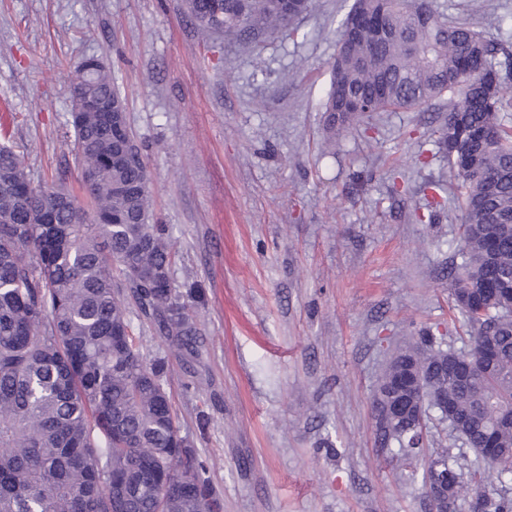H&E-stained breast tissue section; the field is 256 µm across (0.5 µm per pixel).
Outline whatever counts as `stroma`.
<instances>
[{
    "label": "stroma",
    "mask_w": 512,
    "mask_h": 512,
    "mask_svg": "<svg viewBox=\"0 0 512 512\" xmlns=\"http://www.w3.org/2000/svg\"><path fill=\"white\" fill-rule=\"evenodd\" d=\"M353 0H311L294 34L254 54L201 38L184 0H0V140L33 184L81 195L70 126L76 68L110 66L168 230L178 290L201 283L196 353L129 309L223 512H428L425 485L376 442L371 393L394 345L421 329L469 345L448 268L454 204L437 149L447 100L356 119L325 154L337 28ZM449 21L512 47V0H435ZM433 213L432 222L421 221ZM206 427H199V418Z\"/></svg>",
    "instance_id": "35a3bbf8"
}]
</instances>
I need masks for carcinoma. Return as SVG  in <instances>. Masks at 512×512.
<instances>
[{
    "label": "carcinoma",
    "mask_w": 512,
    "mask_h": 512,
    "mask_svg": "<svg viewBox=\"0 0 512 512\" xmlns=\"http://www.w3.org/2000/svg\"><path fill=\"white\" fill-rule=\"evenodd\" d=\"M206 37L244 52L284 31L310 0H186ZM448 23L433 0H353L339 24L322 112L330 149L367 112L431 107L449 96L436 144L448 158L449 195L463 215L460 262L448 280L467 349L422 331L396 350L371 397L401 396L397 376L422 380L425 421L448 423L475 459L441 452L458 477L448 512H512L485 472L512 477V126L501 86L512 52L490 30ZM72 98L75 159L95 172L74 208L48 204L20 153L0 145V512H222L180 435L164 385L166 363L146 362L127 309L193 352L201 332L168 277L166 229L152 223L150 178L126 138V106L97 58ZM89 101L112 103L120 128ZM376 439L412 472L426 468L428 436L377 421Z\"/></svg>",
    "instance_id": "carcinoma-1"
}]
</instances>
